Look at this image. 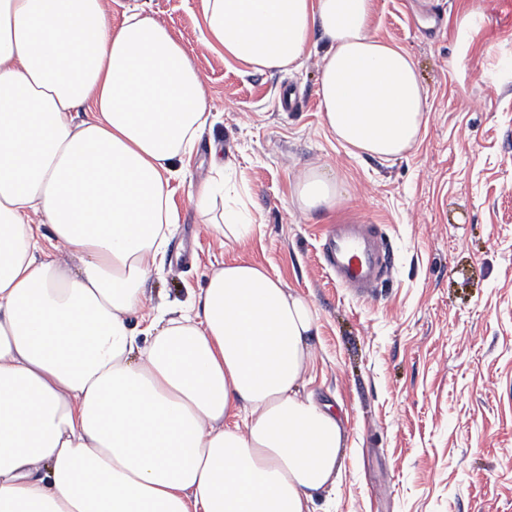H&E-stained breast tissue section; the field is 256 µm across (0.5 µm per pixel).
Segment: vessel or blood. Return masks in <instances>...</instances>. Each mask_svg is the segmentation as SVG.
<instances>
[{
	"instance_id": "1",
	"label": "vessel or blood",
	"mask_w": 512,
	"mask_h": 512,
	"mask_svg": "<svg viewBox=\"0 0 512 512\" xmlns=\"http://www.w3.org/2000/svg\"><path fill=\"white\" fill-rule=\"evenodd\" d=\"M324 257L339 282L360 293L376 286L375 272L387 261L383 246L377 245L354 224H334L327 231Z\"/></svg>"
}]
</instances>
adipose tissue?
<instances>
[{
    "label": "adipose tissue",
    "instance_id": "ef3b65f1",
    "mask_svg": "<svg viewBox=\"0 0 512 512\" xmlns=\"http://www.w3.org/2000/svg\"><path fill=\"white\" fill-rule=\"evenodd\" d=\"M374 0H202L206 44L258 71L324 40L325 131L391 160L420 141L428 94ZM210 124L185 47L127 0H0V512H317L345 421L306 392L319 316L262 264L215 269L188 306L130 315L179 218L170 182ZM192 201L225 242L255 219L231 161ZM303 212H335L313 167ZM50 234H43L42 226Z\"/></svg>",
    "mask_w": 512,
    "mask_h": 512
}]
</instances>
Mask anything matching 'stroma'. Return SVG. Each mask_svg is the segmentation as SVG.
Listing matches in <instances>:
<instances>
[{
	"label": "stroma",
	"mask_w": 512,
	"mask_h": 512,
	"mask_svg": "<svg viewBox=\"0 0 512 512\" xmlns=\"http://www.w3.org/2000/svg\"><path fill=\"white\" fill-rule=\"evenodd\" d=\"M186 48L212 125L180 179L179 224L151 306L174 307L228 259L263 264L319 314L309 391L341 408L346 461L319 512H512V0H375L374 33L403 46L428 91L403 157L353 156L321 125L319 54L258 72L208 48L200 0H146ZM483 17L469 29L474 5ZM294 93L292 110L282 105ZM220 142L259 223L242 245L199 221L188 190ZM342 181L335 213L290 204L297 174ZM375 224L391 262L358 299L323 259L329 225Z\"/></svg>",
	"instance_id": "1"
}]
</instances>
